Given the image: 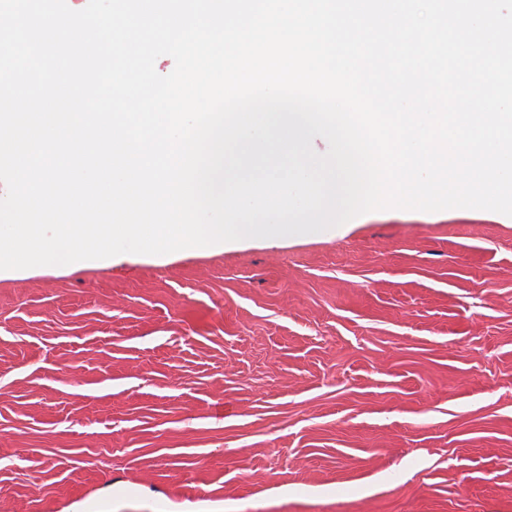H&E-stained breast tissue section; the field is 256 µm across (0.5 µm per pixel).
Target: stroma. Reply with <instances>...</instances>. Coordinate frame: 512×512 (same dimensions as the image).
<instances>
[{
    "label": "stroma",
    "instance_id": "35a3bbf8",
    "mask_svg": "<svg viewBox=\"0 0 512 512\" xmlns=\"http://www.w3.org/2000/svg\"><path fill=\"white\" fill-rule=\"evenodd\" d=\"M79 506L512 512V216L0 273V512Z\"/></svg>",
    "mask_w": 512,
    "mask_h": 512
}]
</instances>
